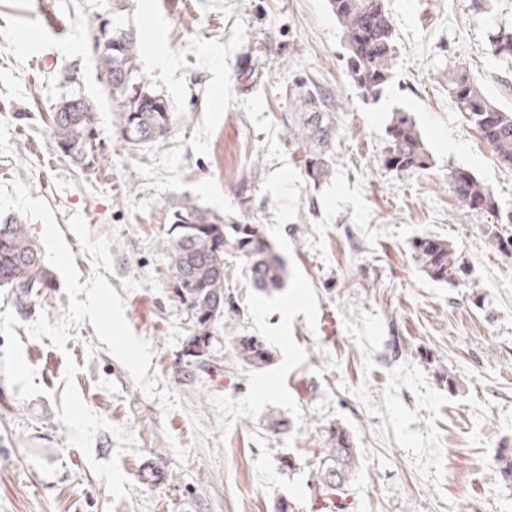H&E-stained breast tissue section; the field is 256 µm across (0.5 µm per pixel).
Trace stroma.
<instances>
[{
  "instance_id": "35a3bbf8",
  "label": "stroma",
  "mask_w": 512,
  "mask_h": 512,
  "mask_svg": "<svg viewBox=\"0 0 512 512\" xmlns=\"http://www.w3.org/2000/svg\"><path fill=\"white\" fill-rule=\"evenodd\" d=\"M387 0L396 38L378 99L354 87L328 0H0V183L20 179L54 212L80 282L103 275L132 334L153 358L140 386L90 321L65 348L33 338L40 317H66L55 267L49 288L13 303L0 288V512H334L308 484L331 426L359 453L349 512H512V481L494 464L512 447V258L468 212L449 170L473 171L512 210V169L497 163L448 95L461 67L512 110V56L493 33L512 0ZM131 29L133 72L167 99V137L130 146L123 108L94 53L97 20ZM26 30L27 43L16 41ZM328 91L336 173L316 186L291 137L304 93ZM96 107L99 162L54 151V106ZM414 118L430 169L385 168L393 112ZM190 204L259 225L284 258V290L265 294L230 256L231 312L213 323L206 364L186 355L190 311L170 288L165 216ZM451 241L472 269L465 285L431 281L413 238ZM264 338L270 360H239L237 337ZM87 407L109 422L91 454L61 422L67 361ZM457 381L455 391L440 384ZM134 437L120 449L113 427ZM118 459L128 495L113 501L92 461Z\"/></svg>"
}]
</instances>
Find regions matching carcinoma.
Instances as JSON below:
<instances>
[{
  "instance_id": "1",
  "label": "carcinoma",
  "mask_w": 512,
  "mask_h": 512,
  "mask_svg": "<svg viewBox=\"0 0 512 512\" xmlns=\"http://www.w3.org/2000/svg\"><path fill=\"white\" fill-rule=\"evenodd\" d=\"M386 0H328L344 33L345 60L349 76L365 97L380 96L391 78L395 59L394 29ZM112 44L95 49L112 96L124 103L122 138L132 145L167 136L174 116L167 100L149 93L136 81L132 63L140 44L136 33L115 28ZM496 54L512 55V29L494 36ZM448 95L466 121L480 135L502 166L512 168V111L494 105L479 84L464 70L448 71ZM70 112L52 114V147L88 166L97 159L95 109L77 98ZM291 136L304 148V175L319 186L335 174L336 113L330 100L319 91L306 92ZM387 147L383 165L395 171H423L432 156L417 125L407 112H395L386 127ZM448 184L461 206L496 216L500 224H512V211H502L497 200L472 171L456 168L448 173ZM168 230L164 256L173 293L195 315L197 333L189 338L187 355L198 360L210 352L209 323L224 316L228 304L224 294L225 257L245 260L248 283L259 292L285 288L284 259L256 224H244L227 215L223 218L183 206L166 214ZM411 250L421 271L432 281L456 285L471 276V269L449 241L431 235L411 241ZM0 287H9L18 304H23L48 287L41 252L26 225L15 220L0 224ZM237 356L250 366L269 361V350L255 336H240ZM330 446L321 449L311 471L309 489L329 500L336 510L347 512L346 503L358 470V451L348 429L336 426L329 435ZM500 475L512 481V448H503L495 458Z\"/></svg>"
}]
</instances>
